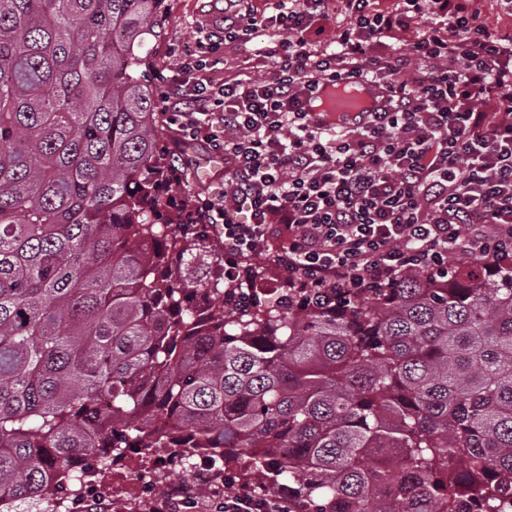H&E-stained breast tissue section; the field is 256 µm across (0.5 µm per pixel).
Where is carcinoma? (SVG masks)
Wrapping results in <instances>:
<instances>
[{"label": "carcinoma", "mask_w": 512, "mask_h": 512, "mask_svg": "<svg viewBox=\"0 0 512 512\" xmlns=\"http://www.w3.org/2000/svg\"><path fill=\"white\" fill-rule=\"evenodd\" d=\"M158 5L0 0V500L70 512L90 463L161 444L250 457L295 512H501L512 264L324 307L191 278L208 232L162 191Z\"/></svg>", "instance_id": "obj_1"}]
</instances>
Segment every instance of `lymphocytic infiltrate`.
<instances>
[{"label":"lymphocytic infiltrate","instance_id":"obj_1","mask_svg":"<svg viewBox=\"0 0 512 512\" xmlns=\"http://www.w3.org/2000/svg\"><path fill=\"white\" fill-rule=\"evenodd\" d=\"M338 10L347 23L324 39ZM259 33L271 79L213 84L210 58ZM360 81L384 91V111L342 126L305 112L322 85ZM161 100L166 123L224 162L223 202L197 200L191 218L221 228L224 281L240 295L268 254L286 299L319 306L452 254L512 262V33H491L476 0H277L269 16L224 0L223 28L179 56ZM208 499L212 512H293L236 479Z\"/></svg>","mask_w":512,"mask_h":512}]
</instances>
